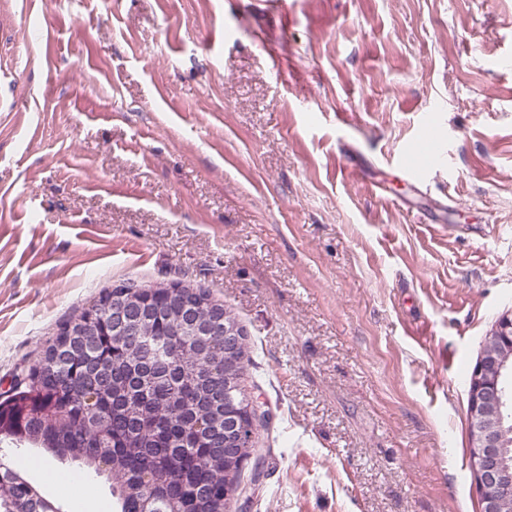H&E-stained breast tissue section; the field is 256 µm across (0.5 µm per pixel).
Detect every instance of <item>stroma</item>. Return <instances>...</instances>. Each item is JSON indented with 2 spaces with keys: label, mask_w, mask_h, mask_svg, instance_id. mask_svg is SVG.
I'll return each instance as SVG.
<instances>
[{
  "label": "stroma",
  "mask_w": 512,
  "mask_h": 512,
  "mask_svg": "<svg viewBox=\"0 0 512 512\" xmlns=\"http://www.w3.org/2000/svg\"><path fill=\"white\" fill-rule=\"evenodd\" d=\"M177 280L246 326L272 414L229 512H481L512 0H0V397L102 289ZM64 469L25 475L80 512Z\"/></svg>",
  "instance_id": "1"
}]
</instances>
